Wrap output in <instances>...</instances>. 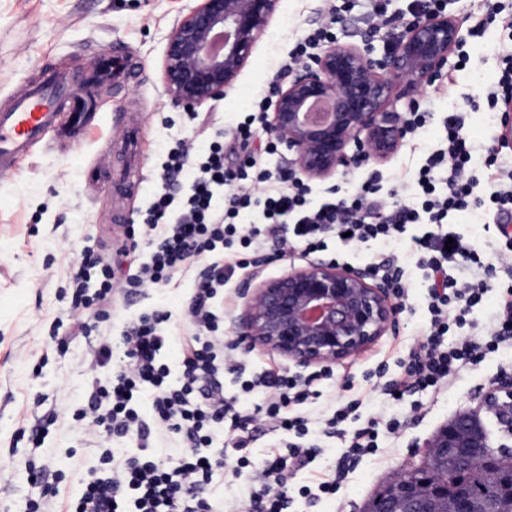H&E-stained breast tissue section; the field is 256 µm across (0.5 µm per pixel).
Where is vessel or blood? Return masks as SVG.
Segmentation results:
<instances>
[{
    "label": "vessel or blood",
    "mask_w": 512,
    "mask_h": 512,
    "mask_svg": "<svg viewBox=\"0 0 512 512\" xmlns=\"http://www.w3.org/2000/svg\"><path fill=\"white\" fill-rule=\"evenodd\" d=\"M133 73V62L109 48L100 51L81 87L70 82L65 70L39 66L27 94L0 111V178L13 176L20 162L50 134L79 141L95 121L96 103L88 87H121Z\"/></svg>",
    "instance_id": "b4317fda"
}]
</instances>
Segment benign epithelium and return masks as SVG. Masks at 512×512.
<instances>
[{
	"instance_id": "1",
	"label": "benign epithelium",
	"mask_w": 512,
	"mask_h": 512,
	"mask_svg": "<svg viewBox=\"0 0 512 512\" xmlns=\"http://www.w3.org/2000/svg\"><path fill=\"white\" fill-rule=\"evenodd\" d=\"M280 0H194L165 35L161 61L165 95L193 110L224 99L248 64ZM461 22L442 11L405 23L379 58L370 48L331 44L276 84L266 129L291 152L290 166L310 181L325 182L356 161H388L408 127L392 104L447 76L448 57L462 42ZM319 103L330 106L312 116ZM494 140L512 148V100L504 103ZM238 335L298 368L327 366L367 350L398 328L394 286L366 268L322 260L256 286L246 284ZM495 414L498 431L512 436V376L488 390L475 409L463 410L424 442L432 458L466 467L483 458L492 441L478 432L481 411ZM416 466L408 467L412 471ZM406 470V471H408ZM399 472L370 512H475L470 499L447 498L446 474L435 472L421 492Z\"/></svg>"
}]
</instances>
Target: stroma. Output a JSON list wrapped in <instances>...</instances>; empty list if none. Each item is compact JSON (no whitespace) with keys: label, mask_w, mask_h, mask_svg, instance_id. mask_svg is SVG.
Listing matches in <instances>:
<instances>
[{"label":"stroma","mask_w":512,"mask_h":512,"mask_svg":"<svg viewBox=\"0 0 512 512\" xmlns=\"http://www.w3.org/2000/svg\"><path fill=\"white\" fill-rule=\"evenodd\" d=\"M191 0H0V109L10 94L18 92L36 63L49 60L73 69L89 67L99 48L114 47L140 65L138 79L121 93L97 96L98 120L78 143L52 139L38 145L20 165L19 172L0 179V512H26L39 487L30 466L51 461L62 481L64 496H76L95 465L97 449L86 447L81 424L74 414L84 407L90 375L84 359L86 341L67 331L50 336L60 309L68 304L58 295L74 263L84 253L116 252L125 242V223L141 222L151 193L162 172L169 149L184 147L190 158L176 183L185 185L194 171L192 163L206 143L205 131L223 129L224 161L235 167L256 158L259 168L272 174L286 172L288 153L273 148L261 133L247 145L236 139V127L260 92L284 75L281 60L311 29L323 23L327 0H280L279 8L260 37L247 67L223 100L183 111L162 93L161 59L164 36L181 8ZM502 41L499 22H487L481 36H464L470 56L465 69L454 71V97L432 93L425 103L427 121L405 139L399 151L382 164L367 163L337 172L331 182L314 183L311 200L325 198L330 188L352 193L372 175H379L384 192L406 191L417 200L420 190L411 174L425 155L441 147L449 105H465L479 88L491 84L497 71V50ZM134 116L140 130L141 171L137 192L123 198L111 196L100 179L107 167H120L119 153L110 144L123 136V113ZM270 263L239 271L228 285L231 304L224 313V341L232 345L234 359L246 374L265 369L295 373L292 362L257 346L236 347L234 319L244 307V283H259L287 271L307 266L311 253L296 247L280 251L266 241ZM405 280L413 287L399 314L396 331L381 336L360 355L329 365V379L319 382V396L310 403L324 413L332 402L361 399L346 432L367 425L380 411L399 419L397 437H381V450L363 458L340 483L335 496L316 502L293 495L290 512H364L375 492L424 453L422 445L457 411L475 407L502 374L512 375V349L487 354L447 389L438 393H410L394 406L374 391L379 362L396 368L398 360L416 348L427 321L425 290L417 268H406ZM189 297L186 278H176L166 288L148 289L112 307V349L122 356V327L143 310L161 309L181 314ZM55 422L45 429L41 448L18 439L21 429L47 417ZM253 466L243 475L224 477V508L233 512L244 501L256 471L266 460L278 436L260 430L255 434Z\"/></svg>","instance_id":"stroma-1"}]
</instances>
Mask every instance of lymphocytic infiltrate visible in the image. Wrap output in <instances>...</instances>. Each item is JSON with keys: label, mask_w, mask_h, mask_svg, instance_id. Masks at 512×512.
<instances>
[{"label": "lymphocytic infiltrate", "mask_w": 512, "mask_h": 512, "mask_svg": "<svg viewBox=\"0 0 512 512\" xmlns=\"http://www.w3.org/2000/svg\"><path fill=\"white\" fill-rule=\"evenodd\" d=\"M352 0H334L322 27L289 51L283 65L298 66L312 56ZM499 76L480 91L479 108L501 111L512 99V40L499 51ZM466 111L452 107L446 120V145L428 154L416 175L421 200L409 204L387 200L373 182L343 197L313 204L310 188L296 178L272 180L247 160L237 168L224 163V147L212 145L185 191L174 177L186 163L183 153L169 154L151 197L148 221L138 234L150 255L134 270L118 273L111 259L84 255L69 276L72 304L56 317L69 324L72 335L94 337L85 363L92 376L87 403L79 410L86 442L99 449L100 479L90 480L67 512H216L205 489H216L224 475V454L214 448L220 430L234 437L237 468L250 464L246 427L253 418L276 432L279 445L270 451L251 489L246 512H288V490L296 472L308 468L317 449L298 447L312 425L329 437L344 440L340 465L332 475L313 477L301 495L316 499L335 494L354 464L377 454L375 425L345 435L342 425L355 412L348 402L331 414L314 418L307 404L314 397L312 382L287 372L264 371L242 380L241 394L262 396L255 415L244 414L238 396H225L219 379L227 361L224 345V287L237 270L249 267L263 249L265 237L281 248L303 247L322 252L330 238L348 236L369 244L404 233L407 225H423L412 237L408 254L416 260L427 288L429 318L417 348L399 363L381 390L392 400L417 391H441L461 372L487 354L512 344V286L499 290L483 280L488 267L485 251L453 234L455 216L467 210H496L512 205V158L494 153L480 156L467 138ZM483 160L484 176L475 173ZM262 209L261 227H244L242 210ZM189 277L192 288L183 320L189 331L178 369L163 359V350L177 331L169 312L154 310L129 319L122 331L120 364L112 362V335L106 327L116 295L132 296L141 289L169 284L175 276ZM97 278L87 293L84 282ZM499 295L497 309L486 327L467 317L490 291ZM462 336L449 340L451 326ZM150 395V412L142 414L141 393ZM179 450L171 452L170 437Z\"/></svg>", "instance_id": "f902f5d3"}]
</instances>
